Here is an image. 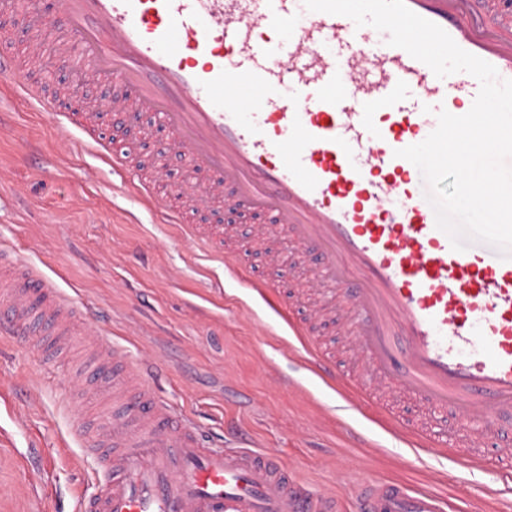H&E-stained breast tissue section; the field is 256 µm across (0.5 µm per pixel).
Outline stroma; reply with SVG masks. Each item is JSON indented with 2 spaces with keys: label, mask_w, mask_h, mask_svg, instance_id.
<instances>
[{
  "label": "stroma",
  "mask_w": 512,
  "mask_h": 512,
  "mask_svg": "<svg viewBox=\"0 0 512 512\" xmlns=\"http://www.w3.org/2000/svg\"><path fill=\"white\" fill-rule=\"evenodd\" d=\"M54 45L46 41L40 69L65 89L79 87L91 109L105 87L53 67ZM0 106L13 115L0 127V245L84 305L87 324L130 360L155 356L157 394L195 419L212 445L224 444L227 430H243L296 478L336 494L342 512H356L354 490L368 480L434 493L445 512H512V475L494 464L459 472L448 450L414 447L375 407H348L337 385L306 367L287 325L306 316V295L280 316L159 211L119 191V176L97 155L68 151L52 114L29 111L1 79ZM166 136L157 121L137 135L142 164H166L155 185L160 198L187 175L182 161L166 155ZM278 249L277 265L247 250L239 263L269 279H303L292 263L296 243L283 238ZM85 366L78 350L47 372L37 337L18 343L0 336V387L14 401L0 423L15 428L13 440L0 444V512H75L78 499L95 494V460L73 430L101 408L91 399L66 400Z\"/></svg>",
  "instance_id": "obj_1"
}]
</instances>
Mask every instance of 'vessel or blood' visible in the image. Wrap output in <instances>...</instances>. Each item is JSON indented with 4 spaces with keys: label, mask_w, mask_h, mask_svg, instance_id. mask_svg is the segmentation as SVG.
Segmentation results:
<instances>
[{
    "label": "vessel or blood",
    "mask_w": 512,
    "mask_h": 512,
    "mask_svg": "<svg viewBox=\"0 0 512 512\" xmlns=\"http://www.w3.org/2000/svg\"><path fill=\"white\" fill-rule=\"evenodd\" d=\"M463 50L512 79V0H405ZM24 10L0 0V76L29 102L45 104L47 77L32 78L17 52ZM70 38L57 48L89 82L109 80L101 112H60L76 146L111 159L126 186L150 191L160 169L141 175L134 150L113 155L98 133L103 112L135 131L152 112L192 178L155 205L171 223L219 258L235 262L231 229L188 224V211L223 203L260 217L253 246L269 261L292 238L314 304L294 324L313 372L344 381L372 400L395 431L442 445L438 422L458 426L449 444L474 468L483 438L512 415V260L474 241L453 251L437 229L418 168L399 149L424 141L440 110L468 112L480 83L459 72L436 77L424 63L369 40L348 17L307 10L303 0H60L40 35ZM240 279L270 308L286 286ZM82 309L50 278L0 246V335L39 333L67 349ZM339 325L352 341L351 377L313 337ZM84 379L111 414L75 434L93 451L102 476L78 512H339L336 496L294 478L275 454L207 446L201 428L160 399L150 366L129 361L105 338ZM358 512H443L440 500L397 481L363 482Z\"/></svg>",
    "instance_id": "obj_1"
}]
</instances>
